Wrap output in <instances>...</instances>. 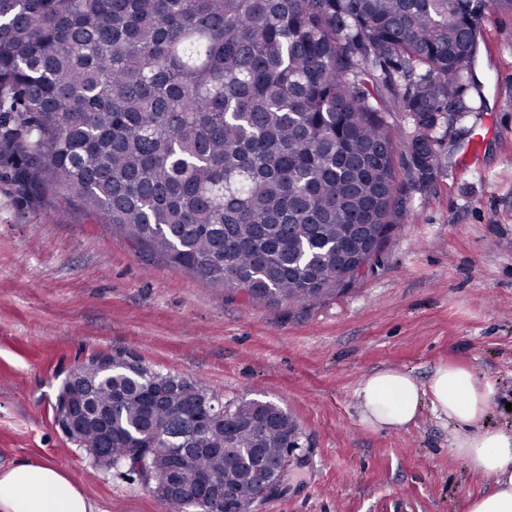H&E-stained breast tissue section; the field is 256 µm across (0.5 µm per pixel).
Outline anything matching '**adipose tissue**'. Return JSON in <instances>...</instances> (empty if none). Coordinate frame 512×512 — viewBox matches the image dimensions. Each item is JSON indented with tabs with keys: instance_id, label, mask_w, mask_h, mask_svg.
<instances>
[{
	"instance_id": "1",
	"label": "adipose tissue",
	"mask_w": 512,
	"mask_h": 512,
	"mask_svg": "<svg viewBox=\"0 0 512 512\" xmlns=\"http://www.w3.org/2000/svg\"><path fill=\"white\" fill-rule=\"evenodd\" d=\"M493 394L492 384L457 365L439 367L425 384L403 371L380 370L366 376L358 389L363 422L388 429L414 422L426 403L450 422L475 426L485 418ZM451 450L475 472L495 480V490L474 498L469 512H512V435H458ZM0 512H94V507L82 487L55 464L26 460L0 467Z\"/></svg>"
}]
</instances>
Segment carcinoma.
Listing matches in <instances>:
<instances>
[{"mask_svg": "<svg viewBox=\"0 0 512 512\" xmlns=\"http://www.w3.org/2000/svg\"><path fill=\"white\" fill-rule=\"evenodd\" d=\"M490 11L512 0H0V163L27 204L61 197L249 304L315 305L359 278L353 225H379L382 244L402 215L376 92L398 90L430 173ZM59 392L111 414V433L89 419L69 440L118 464L169 470L172 448L204 435L165 499L175 512H224L202 477L250 512L252 451L270 463L287 446L276 405L123 355L111 377L83 367ZM228 433L238 467L220 452Z\"/></svg>", "mask_w": 512, "mask_h": 512, "instance_id": "carcinoma-1", "label": "carcinoma"}]
</instances>
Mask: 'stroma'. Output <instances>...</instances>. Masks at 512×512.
Masks as SVG:
<instances>
[{"label":"stroma","instance_id":"obj_1","mask_svg":"<svg viewBox=\"0 0 512 512\" xmlns=\"http://www.w3.org/2000/svg\"><path fill=\"white\" fill-rule=\"evenodd\" d=\"M482 27L426 176L406 148L411 119L390 92L378 97L409 186L403 216L352 289L316 305L227 298L74 206L28 207L0 166V466L48 460L95 512H173L135 476L97 467L55 422L68 373L120 353L227 401L273 402L298 425L301 448L251 512H469L495 482L451 452L466 427L426 404L408 427L374 428L357 391L383 369L424 383L439 366H464L495 388L486 428L512 430V14ZM474 141L481 159L461 167Z\"/></svg>","mask_w":512,"mask_h":512}]
</instances>
